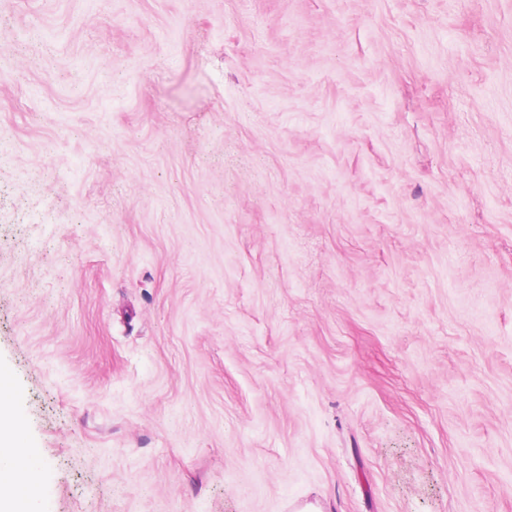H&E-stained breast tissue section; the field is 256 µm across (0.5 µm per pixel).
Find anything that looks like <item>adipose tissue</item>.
<instances>
[{
    "label": "adipose tissue",
    "instance_id": "1",
    "mask_svg": "<svg viewBox=\"0 0 512 512\" xmlns=\"http://www.w3.org/2000/svg\"><path fill=\"white\" fill-rule=\"evenodd\" d=\"M42 475L38 451L22 447L13 427L11 401L0 392V512H38Z\"/></svg>",
    "mask_w": 512,
    "mask_h": 512
}]
</instances>
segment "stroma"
Instances as JSON below:
<instances>
[{
	"label": "stroma",
	"mask_w": 512,
	"mask_h": 512,
	"mask_svg": "<svg viewBox=\"0 0 512 512\" xmlns=\"http://www.w3.org/2000/svg\"><path fill=\"white\" fill-rule=\"evenodd\" d=\"M0 372L43 512H512V0H0Z\"/></svg>",
	"instance_id": "obj_1"
}]
</instances>
